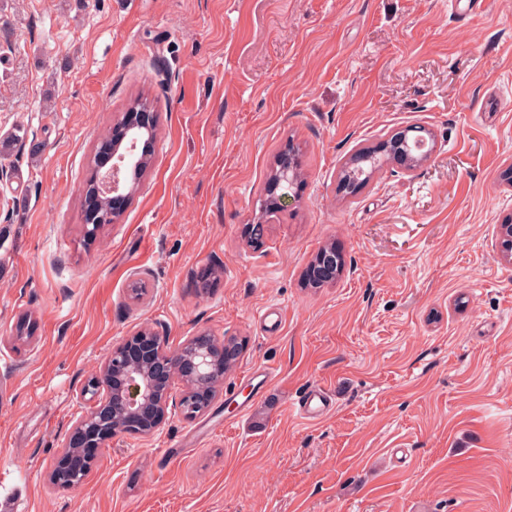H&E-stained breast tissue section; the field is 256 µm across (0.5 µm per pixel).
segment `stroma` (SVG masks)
<instances>
[{
	"label": "stroma",
	"instance_id": "stroma-1",
	"mask_svg": "<svg viewBox=\"0 0 512 512\" xmlns=\"http://www.w3.org/2000/svg\"><path fill=\"white\" fill-rule=\"evenodd\" d=\"M139 97L152 168L86 243L96 142ZM413 124L429 160L342 191L357 149ZM289 145L299 197L252 249ZM0 166V512H512V263L495 246L512 0L462 19L448 0H0ZM332 242L342 273L307 285ZM145 325L173 349L245 346L208 413L169 409L59 488L82 386ZM318 386L333 407L304 420Z\"/></svg>",
	"mask_w": 512,
	"mask_h": 512
}]
</instances>
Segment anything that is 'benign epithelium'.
I'll use <instances>...</instances> for the list:
<instances>
[{
  "mask_svg": "<svg viewBox=\"0 0 512 512\" xmlns=\"http://www.w3.org/2000/svg\"><path fill=\"white\" fill-rule=\"evenodd\" d=\"M155 119L156 113L140 99L124 112V136L131 137L134 157L121 153L119 142L110 147L97 145L93 181L96 197L90 200L86 212L87 238H94L130 200L135 186L127 185V169L136 167L140 179L150 168ZM384 147L391 161L409 172L415 169L409 152L413 147H423V143L419 137L411 145L400 132L385 140ZM300 179L296 153H280L264 188L266 209L259 210L246 225L250 246L264 241L267 216L298 198ZM497 241L500 254L511 261L512 218L498 225ZM223 355V345L207 333L187 339L174 350L168 348L167 336L154 327L140 328L117 341L85 388L96 401L74 421L69 441L55 462L52 481L75 487L92 471L99 453L112 440L123 434H152L166 418L176 377L182 385L179 407L184 417L193 420L204 415L219 395L224 375L214 371V364Z\"/></svg>",
  "mask_w": 512,
  "mask_h": 512,
  "instance_id": "obj_1",
  "label": "benign epithelium"
}]
</instances>
